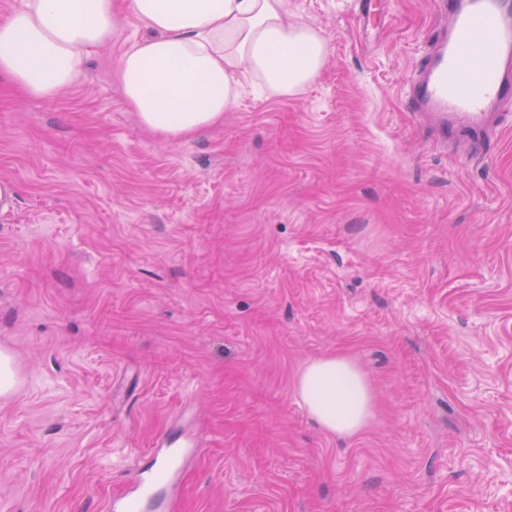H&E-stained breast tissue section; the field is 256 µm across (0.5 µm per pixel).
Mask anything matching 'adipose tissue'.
Masks as SVG:
<instances>
[{
  "label": "adipose tissue",
  "mask_w": 512,
  "mask_h": 512,
  "mask_svg": "<svg viewBox=\"0 0 512 512\" xmlns=\"http://www.w3.org/2000/svg\"><path fill=\"white\" fill-rule=\"evenodd\" d=\"M125 17L145 34L119 57L123 98L143 127L175 141L222 121L244 83L270 97L301 95L328 56L321 29L286 0H22L0 17V75L32 98L56 97L91 49L119 39ZM295 392L331 435L355 436L375 416L366 374L343 355L309 361Z\"/></svg>",
  "instance_id": "1"
}]
</instances>
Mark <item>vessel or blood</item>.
Listing matches in <instances>:
<instances>
[{"label": "vessel or blood", "instance_id": "1", "mask_svg": "<svg viewBox=\"0 0 512 512\" xmlns=\"http://www.w3.org/2000/svg\"><path fill=\"white\" fill-rule=\"evenodd\" d=\"M447 24L407 85V98L440 139L477 144L512 109V0H435ZM151 467L113 497L110 512H140L156 484L175 486L196 444L159 434Z\"/></svg>", "mask_w": 512, "mask_h": 512}]
</instances>
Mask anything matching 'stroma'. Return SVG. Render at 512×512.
<instances>
[{
	"instance_id": "1",
	"label": "stroma",
	"mask_w": 512,
	"mask_h": 512,
	"mask_svg": "<svg viewBox=\"0 0 512 512\" xmlns=\"http://www.w3.org/2000/svg\"><path fill=\"white\" fill-rule=\"evenodd\" d=\"M357 2L289 0L321 75L179 142L123 100L135 23L53 99L0 77V512H106L163 431L197 455L153 512H512V112L444 146L403 92L433 0ZM327 354L351 439L295 394ZM295 392L310 418L330 435L355 436L375 416L370 382L347 356L324 355L309 361L298 374Z\"/></svg>"
}]
</instances>
